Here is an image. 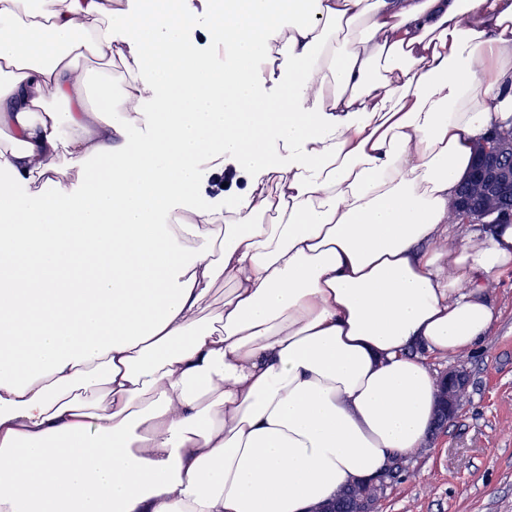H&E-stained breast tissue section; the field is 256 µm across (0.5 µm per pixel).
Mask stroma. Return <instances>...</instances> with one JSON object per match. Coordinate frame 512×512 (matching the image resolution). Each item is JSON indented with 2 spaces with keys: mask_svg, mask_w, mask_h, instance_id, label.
Returning a JSON list of instances; mask_svg holds the SVG:
<instances>
[{
  "mask_svg": "<svg viewBox=\"0 0 512 512\" xmlns=\"http://www.w3.org/2000/svg\"><path fill=\"white\" fill-rule=\"evenodd\" d=\"M496 320L479 347L430 358L433 374H467L455 417L406 459L376 512H512V270L490 282Z\"/></svg>",
  "mask_w": 512,
  "mask_h": 512,
  "instance_id": "obj_1",
  "label": "stroma"
}]
</instances>
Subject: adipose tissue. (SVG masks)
I'll list each match as a JSON object with an SVG mask.
<instances>
[{
	"instance_id": "1",
	"label": "adipose tissue",
	"mask_w": 512,
	"mask_h": 512,
	"mask_svg": "<svg viewBox=\"0 0 512 512\" xmlns=\"http://www.w3.org/2000/svg\"><path fill=\"white\" fill-rule=\"evenodd\" d=\"M208 18L0 0V512H316L425 446L427 355L492 329L512 222L450 203L512 125V0ZM89 53L125 66L92 104ZM228 165L251 190L194 201Z\"/></svg>"
}]
</instances>
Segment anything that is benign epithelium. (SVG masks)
I'll return each mask as SVG.
<instances>
[{
    "label": "benign epithelium",
    "mask_w": 512,
    "mask_h": 512,
    "mask_svg": "<svg viewBox=\"0 0 512 512\" xmlns=\"http://www.w3.org/2000/svg\"><path fill=\"white\" fill-rule=\"evenodd\" d=\"M468 188L457 195L455 211L465 217L472 210L496 220L512 219V137L492 136L476 146L475 164ZM465 375L453 371L441 378L436 422L448 421L456 412L455 398L464 385Z\"/></svg>",
    "instance_id": "7a95c632"
}]
</instances>
